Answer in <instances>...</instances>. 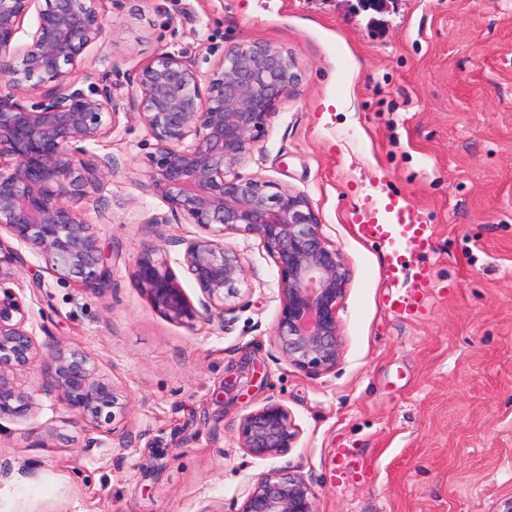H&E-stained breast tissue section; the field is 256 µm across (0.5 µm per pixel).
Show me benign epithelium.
Returning <instances> with one entry per match:
<instances>
[{"instance_id":"benign-epithelium-1","label":"benign epithelium","mask_w":512,"mask_h":512,"mask_svg":"<svg viewBox=\"0 0 512 512\" xmlns=\"http://www.w3.org/2000/svg\"><path fill=\"white\" fill-rule=\"evenodd\" d=\"M101 0H0V417H27L34 397L17 371L40 359L24 288L15 269L22 248L35 250L59 281L102 292L112 267L88 219L71 202L88 200L112 174V156L88 149L112 138L119 106L112 83L85 92L73 70L86 50L111 39ZM33 31L17 40L25 18ZM298 74L288 49L271 43L233 45L206 72L167 50L143 64L130 88L138 117L154 140L145 185L176 217L203 234L180 240L182 265L200 290L193 304L153 243L129 268L136 288L166 319L187 326L203 316L224 324L226 294L245 282L241 254L224 233L255 235L278 270L279 307L272 342L302 369L331 370L341 356L337 308L347 282L342 254L321 231L308 199L285 186L246 177L240 168ZM43 390L74 417L112 437L127 402L90 355L59 346L44 364ZM241 447L252 456H282L300 429L288 408L269 401L244 415ZM315 494L298 474L269 471L244 492L240 512H315Z\"/></svg>"}]
</instances>
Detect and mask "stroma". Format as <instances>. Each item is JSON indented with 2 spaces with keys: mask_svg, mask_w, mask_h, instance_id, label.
<instances>
[{
  "mask_svg": "<svg viewBox=\"0 0 512 512\" xmlns=\"http://www.w3.org/2000/svg\"><path fill=\"white\" fill-rule=\"evenodd\" d=\"M112 41L86 52L80 87L108 78L122 111L98 146L113 170L83 205L112 266L97 294L24 250L17 276L42 351H86L128 405L123 438L77 421L19 379L35 406L0 420V512H239L252 478L301 474L316 512H506L512 505V0H102ZM288 48L299 85L241 173L304 194L345 259L341 357L311 373L270 340L278 271L253 235L225 232L247 286L223 322L160 315L128 277L154 242L191 300L178 241L200 235L144 186L152 151L128 94L161 49L201 70L232 45ZM419 224V248L359 225ZM405 265L388 276L392 253ZM431 270L425 308L392 312ZM283 403L300 429L273 459L241 446L242 417Z\"/></svg>",
  "mask_w": 512,
  "mask_h": 512,
  "instance_id": "obj_1",
  "label": "stroma"
}]
</instances>
